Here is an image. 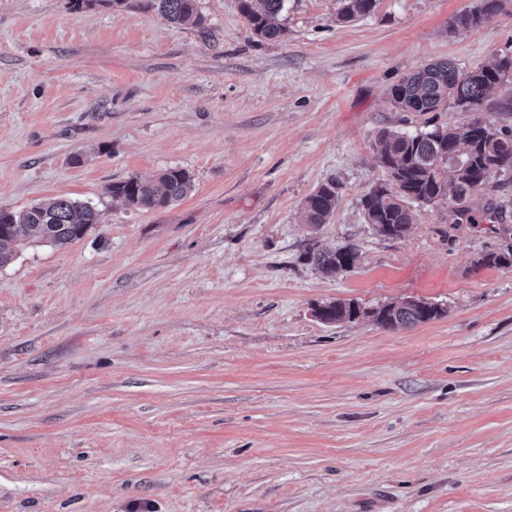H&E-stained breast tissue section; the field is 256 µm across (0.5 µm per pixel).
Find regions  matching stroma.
<instances>
[{"instance_id": "stroma-1", "label": "stroma", "mask_w": 512, "mask_h": 512, "mask_svg": "<svg viewBox=\"0 0 512 512\" xmlns=\"http://www.w3.org/2000/svg\"><path fill=\"white\" fill-rule=\"evenodd\" d=\"M286 0L253 33L238 0L204 28L107 0H0V205L63 196L100 222L0 268V512H512V243L422 207L405 237L366 224L379 129L412 131L390 89L433 60L512 53V0ZM194 178L158 210L113 182ZM340 184L329 223L305 200ZM355 244L328 277L310 249ZM413 297L407 329L372 310ZM352 300L365 316L314 311ZM336 2V17L342 23L371 14L377 5V0H337ZM503 0H476L471 9L454 15L449 21L452 30H476L489 22L503 7ZM443 308L438 304L406 298L374 311L375 321L389 330L409 328L441 317Z\"/></svg>"}]
</instances>
